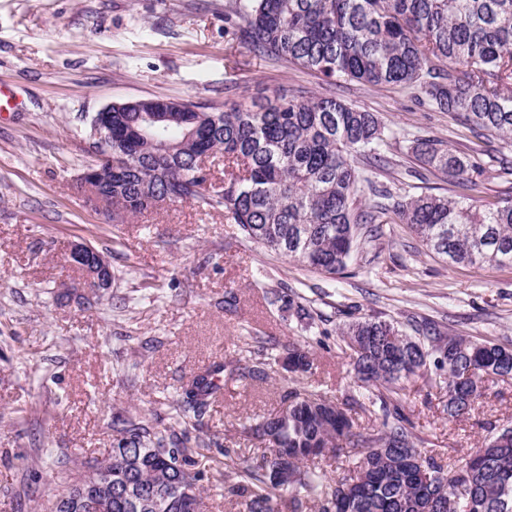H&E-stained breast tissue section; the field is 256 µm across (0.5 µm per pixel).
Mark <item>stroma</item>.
Returning <instances> with one entry per match:
<instances>
[{
    "label": "stroma",
    "mask_w": 512,
    "mask_h": 512,
    "mask_svg": "<svg viewBox=\"0 0 512 512\" xmlns=\"http://www.w3.org/2000/svg\"><path fill=\"white\" fill-rule=\"evenodd\" d=\"M0 85L19 100L0 114V512H42L55 492L57 453L107 455L113 413L165 411L182 378L249 350L255 337L308 342L309 373L295 380L276 365L263 381L225 380L205 417L221 446L252 460L261 445L246 430L281 409L288 386L338 403L355 392L337 336L349 306L512 344V267L448 266L406 225H382L376 241L362 236L331 280L246 240L223 210L173 203L116 225L73 188L95 161L91 119L110 104L163 98L220 109L329 91L398 130L394 192L446 195L447 183L423 180L409 151L414 138L479 161H512V150L453 115L398 88L330 86L255 53L226 31L224 0H0ZM76 243L103 249L112 269L111 288L90 309L65 262ZM281 289L323 312V344L291 312L268 305L267 292ZM484 386L470 419L455 422L442 410L445 387L423 375L403 383L404 410L441 463L479 448L487 423L512 424V377ZM222 461L218 448L199 451L208 512H239L215 479Z\"/></svg>",
    "instance_id": "obj_1"
}]
</instances>
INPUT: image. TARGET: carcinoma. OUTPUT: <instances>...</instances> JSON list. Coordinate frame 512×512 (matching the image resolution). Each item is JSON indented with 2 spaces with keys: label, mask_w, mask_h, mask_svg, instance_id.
Masks as SVG:
<instances>
[{
  "label": "carcinoma",
  "mask_w": 512,
  "mask_h": 512,
  "mask_svg": "<svg viewBox=\"0 0 512 512\" xmlns=\"http://www.w3.org/2000/svg\"><path fill=\"white\" fill-rule=\"evenodd\" d=\"M224 20L241 23L237 37L252 50L325 79L347 77L370 87L397 86L439 112L465 121L512 148V0H225ZM397 132L373 112L333 95L242 103L205 112L159 100L112 106V149L94 144L96 164L112 167V221L163 202H195L224 210V219L268 252L331 278L343 273L358 226L389 218L408 225L448 265L512 267V199L480 210L470 158L434 139L414 140L428 173L463 190L457 199L388 188L356 206L355 158L393 176ZM223 161L222 174L212 170ZM294 311L311 330L322 315L286 292L271 304ZM351 351L355 384L376 422L355 425L348 409L315 390L284 391L287 407L252 429L265 444L252 462L224 455L219 478L243 512H442L459 497L469 512H512V425L489 424L481 448L444 466L402 411L401 383L433 366L428 380L448 387L444 412L470 417L484 380L512 373V347L488 339L445 335L425 327L410 335L377 317L340 329ZM278 343L206 367L181 382L159 413L112 415V477L107 512H204L196 469L202 418L224 389V374L264 380ZM288 371L309 369L306 345L290 343ZM351 449L349 473L333 476L308 461ZM84 461L62 455L52 481L58 512H91L81 503ZM192 494L191 506L184 491Z\"/></svg>",
  "instance_id": "obj_1"
}]
</instances>
